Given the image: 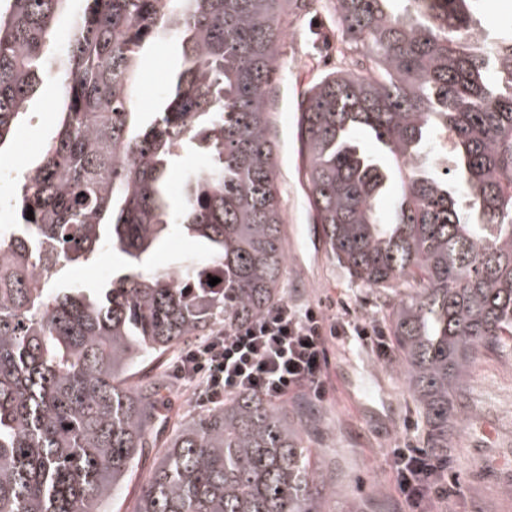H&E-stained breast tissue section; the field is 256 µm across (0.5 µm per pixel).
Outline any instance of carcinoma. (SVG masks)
I'll use <instances>...</instances> for the list:
<instances>
[{"instance_id": "carcinoma-1", "label": "carcinoma", "mask_w": 512, "mask_h": 512, "mask_svg": "<svg viewBox=\"0 0 512 512\" xmlns=\"http://www.w3.org/2000/svg\"><path fill=\"white\" fill-rule=\"evenodd\" d=\"M5 2L0 150L46 76L65 108L0 234V512H108L163 401L158 378L130 386L131 371L284 300L269 93L289 4L321 0H83L49 61L42 46L68 0ZM469 2L332 0L339 41L359 59L321 75L297 107L315 223L350 277L387 295L396 361L441 458L472 364L512 352V28L481 34ZM163 35L179 40L182 64L141 123L142 50ZM443 137L445 175L418 162ZM186 146L207 166L185 171L173 207L168 180ZM394 170L402 193L386 214ZM172 230L203 253L152 267ZM105 251L124 260L106 283L57 282V266ZM39 268L52 270L43 284ZM307 430L284 404L229 396L175 429L135 512H319L340 490L312 471Z\"/></svg>"}]
</instances>
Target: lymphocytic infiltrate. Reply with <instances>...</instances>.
Masks as SVG:
<instances>
[{
  "instance_id": "obj_1",
  "label": "lymphocytic infiltrate",
  "mask_w": 512,
  "mask_h": 512,
  "mask_svg": "<svg viewBox=\"0 0 512 512\" xmlns=\"http://www.w3.org/2000/svg\"><path fill=\"white\" fill-rule=\"evenodd\" d=\"M353 336L374 349L379 359L393 354L389 336L364 321L327 319L319 309L283 303L263 318L235 326L184 350L173 364L176 378L200 383L207 400L257 392L279 401L300 390L324 398L329 338ZM396 482L405 500L419 508L447 495L446 460L405 442L392 450Z\"/></svg>"
}]
</instances>
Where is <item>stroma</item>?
Segmentation results:
<instances>
[{
	"mask_svg": "<svg viewBox=\"0 0 512 512\" xmlns=\"http://www.w3.org/2000/svg\"><path fill=\"white\" fill-rule=\"evenodd\" d=\"M470 13L484 33L495 36L512 27V0H472ZM336 28L326 7L297 17L288 27L278 60L280 78L269 94L277 144V184L285 222L288 259L282 286L288 302L318 307L347 320L386 325L387 301L378 291L351 279L332 256L321 228L308 208L297 137V105L322 70L349 66L336 53ZM134 102L137 111L160 105L168 76L178 70L177 40L148 43ZM62 107L59 86L46 79L32 98L6 156L16 173L39 162L41 146L57 129ZM325 373L328 393L317 400L309 392L288 398L291 408L312 407L319 422L312 458L336 466L329 477L342 489L325 512H346L358 502L362 512H412L396 486L391 450L404 439L426 447L424 417L415 406L404 373L393 361L380 360L370 348L346 338L328 341ZM173 348L151 373L171 380L165 414L195 417L208 404L201 387L173 380L171 367L180 355ZM467 409L448 443L447 498L431 500L429 512H512V356L479 357L465 387ZM159 460L157 449H145L130 477L111 501V512H133L141 485Z\"/></svg>",
	"mask_w": 512,
	"mask_h": 512,
	"instance_id": "35a3bbf8",
	"label": "stroma"
}]
</instances>
